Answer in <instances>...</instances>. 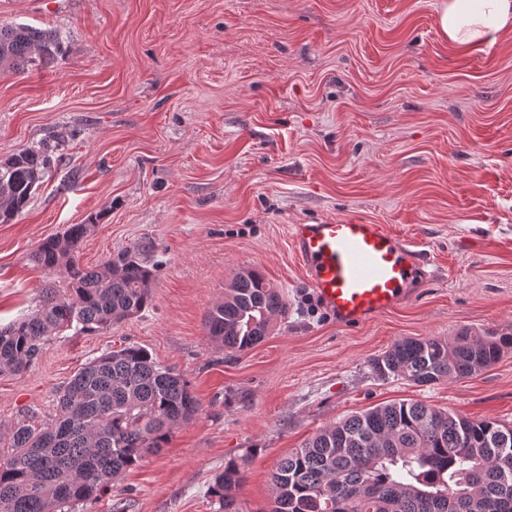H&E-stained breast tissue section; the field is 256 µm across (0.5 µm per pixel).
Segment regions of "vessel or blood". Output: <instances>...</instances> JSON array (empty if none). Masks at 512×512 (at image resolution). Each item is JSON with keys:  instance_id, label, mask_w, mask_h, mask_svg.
Instances as JSON below:
<instances>
[{"instance_id": "b4317fda", "label": "vessel or blood", "mask_w": 512, "mask_h": 512, "mask_svg": "<svg viewBox=\"0 0 512 512\" xmlns=\"http://www.w3.org/2000/svg\"><path fill=\"white\" fill-rule=\"evenodd\" d=\"M309 288L344 326L395 308L425 263L422 250L386 225L339 220L290 227Z\"/></svg>"}]
</instances>
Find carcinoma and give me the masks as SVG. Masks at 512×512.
Segmentation results:
<instances>
[{"label": "carcinoma", "instance_id": "cac0c4a2", "mask_svg": "<svg viewBox=\"0 0 512 512\" xmlns=\"http://www.w3.org/2000/svg\"><path fill=\"white\" fill-rule=\"evenodd\" d=\"M63 53L60 37L24 24L0 26V68L25 72ZM50 146L0 162V223L18 216L51 168ZM98 217L71 224L29 255L45 281L33 311L0 327V376L19 375L48 338L94 333L152 300L151 244L140 241L96 266L78 253ZM286 302L260 269L243 268L206 313L210 340L243 352L267 336ZM512 350V328H463L452 338H403L372 362L381 377L424 386L474 377ZM198 400L181 374L137 345L84 364L59 391L55 414L21 419L0 434V512H76L114 488L145 455L168 442ZM244 466L224 464L210 487L221 512H239ZM270 512H512V425L472 420L422 402L358 411L315 433L270 475Z\"/></svg>", "mask_w": 512, "mask_h": 512}]
</instances>
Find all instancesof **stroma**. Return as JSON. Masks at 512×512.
I'll return each mask as SVG.
<instances>
[{"instance_id": "35a3bbf8", "label": "stroma", "mask_w": 512, "mask_h": 512, "mask_svg": "<svg viewBox=\"0 0 512 512\" xmlns=\"http://www.w3.org/2000/svg\"><path fill=\"white\" fill-rule=\"evenodd\" d=\"M441 0H0V24L67 48L0 70V160L41 144L55 162L0 224V325L45 281L27 257L89 215L95 266L154 245L152 302L110 329L53 337L0 376V425L52 413L83 364L127 345L188 382L200 409L165 448L79 512H217L208 488L244 462L241 512H268L270 474L324 426L413 400L512 425V350L473 378L419 386L374 358L403 338L512 326V37L461 53ZM387 225L426 252L407 298L344 327L307 287L293 224ZM259 268L287 306L243 353L203 323L235 272Z\"/></svg>"}]
</instances>
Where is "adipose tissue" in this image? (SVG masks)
Wrapping results in <instances>:
<instances>
[{
	"mask_svg": "<svg viewBox=\"0 0 512 512\" xmlns=\"http://www.w3.org/2000/svg\"><path fill=\"white\" fill-rule=\"evenodd\" d=\"M438 25L450 46L468 50L512 33V0H443Z\"/></svg>",
	"mask_w": 512,
	"mask_h": 512,
	"instance_id": "adipose-tissue-1",
	"label": "adipose tissue"
}]
</instances>
